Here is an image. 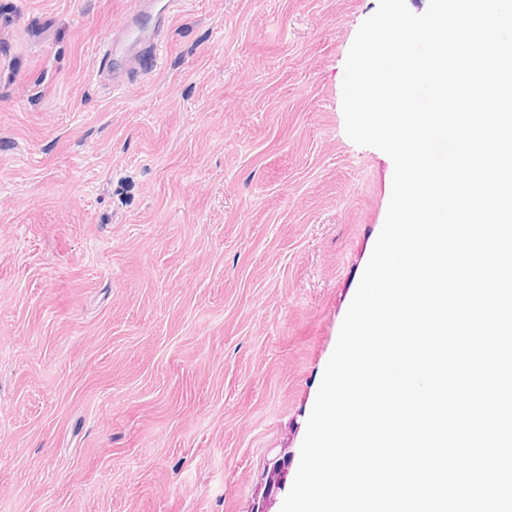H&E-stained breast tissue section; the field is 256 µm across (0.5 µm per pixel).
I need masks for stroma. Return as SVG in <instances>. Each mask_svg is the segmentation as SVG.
<instances>
[{
    "label": "stroma",
    "mask_w": 512,
    "mask_h": 512,
    "mask_svg": "<svg viewBox=\"0 0 512 512\" xmlns=\"http://www.w3.org/2000/svg\"><path fill=\"white\" fill-rule=\"evenodd\" d=\"M131 6L0 0V512H280L391 196L378 0H181L116 89Z\"/></svg>",
    "instance_id": "1"
}]
</instances>
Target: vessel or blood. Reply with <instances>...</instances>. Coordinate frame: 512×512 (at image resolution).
Returning a JSON list of instances; mask_svg holds the SVG:
<instances>
[{
  "mask_svg": "<svg viewBox=\"0 0 512 512\" xmlns=\"http://www.w3.org/2000/svg\"><path fill=\"white\" fill-rule=\"evenodd\" d=\"M175 2L176 0H137L135 10L104 44V57L117 65L140 61L139 48L153 41L169 22Z\"/></svg>",
  "mask_w": 512,
  "mask_h": 512,
  "instance_id": "b4317fda",
  "label": "vessel or blood"
}]
</instances>
